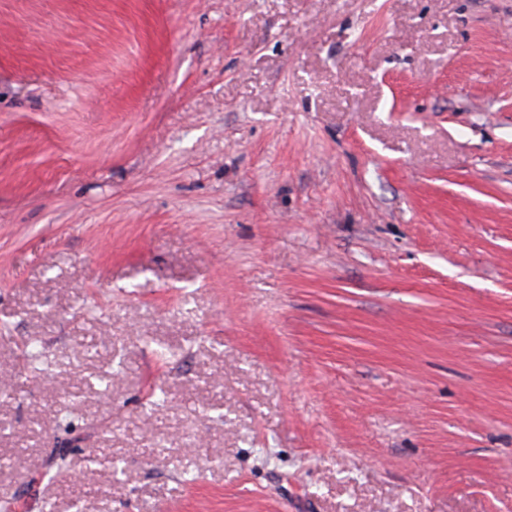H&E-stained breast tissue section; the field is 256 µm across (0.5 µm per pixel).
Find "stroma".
Instances as JSON below:
<instances>
[{
	"instance_id": "obj_1",
	"label": "stroma",
	"mask_w": 512,
	"mask_h": 512,
	"mask_svg": "<svg viewBox=\"0 0 512 512\" xmlns=\"http://www.w3.org/2000/svg\"><path fill=\"white\" fill-rule=\"evenodd\" d=\"M0 512H512V0H0Z\"/></svg>"
}]
</instances>
